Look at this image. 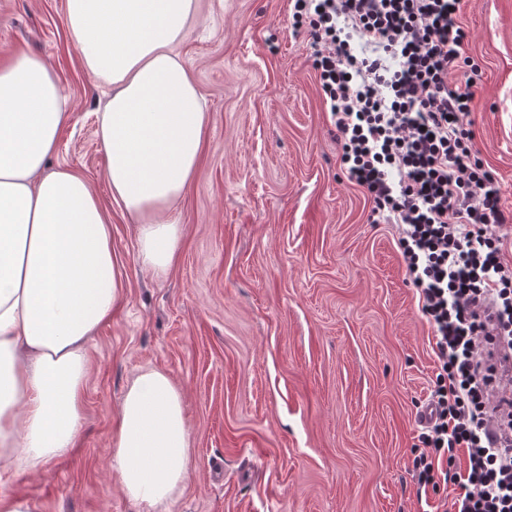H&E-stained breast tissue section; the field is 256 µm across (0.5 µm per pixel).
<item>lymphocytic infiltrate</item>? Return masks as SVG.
I'll list each match as a JSON object with an SVG mask.
<instances>
[{
	"label": "lymphocytic infiltrate",
	"instance_id": "f902f5d3",
	"mask_svg": "<svg viewBox=\"0 0 512 512\" xmlns=\"http://www.w3.org/2000/svg\"><path fill=\"white\" fill-rule=\"evenodd\" d=\"M461 0H293L307 29L348 179L398 225L407 273L433 331L438 374L417 461L422 486L457 484L452 512H512V412L491 401L489 346L512 350V223L473 143L480 70ZM373 51L362 55L354 38ZM465 450L466 467L456 453Z\"/></svg>",
	"mask_w": 512,
	"mask_h": 512
}]
</instances>
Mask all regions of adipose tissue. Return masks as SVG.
I'll return each mask as SVG.
<instances>
[{
    "label": "adipose tissue",
    "instance_id": "obj_1",
    "mask_svg": "<svg viewBox=\"0 0 512 512\" xmlns=\"http://www.w3.org/2000/svg\"><path fill=\"white\" fill-rule=\"evenodd\" d=\"M195 0H66L83 64L111 85L99 116L115 204L138 224L139 259L175 262V205L197 169L207 115L175 45ZM68 97L41 58L0 65V473L38 472L82 435L87 345L123 297L111 227L88 182L45 172ZM182 391L146 369L114 416L116 479L147 512H172L192 478Z\"/></svg>",
    "mask_w": 512,
    "mask_h": 512
}]
</instances>
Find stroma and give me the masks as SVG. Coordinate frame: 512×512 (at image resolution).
<instances>
[{
  "label": "stroma",
  "mask_w": 512,
  "mask_h": 512,
  "mask_svg": "<svg viewBox=\"0 0 512 512\" xmlns=\"http://www.w3.org/2000/svg\"><path fill=\"white\" fill-rule=\"evenodd\" d=\"M66 0H0V58H43L69 96L49 169L89 182L124 274L88 344L78 448L0 488L38 512H143L112 471L113 416L156 369L185 397L194 476L173 512H435L421 495L419 411L436 378L432 330L391 224L340 162L306 31L291 0H198L178 52L208 121L177 204L166 273L142 266L137 224L112 200L98 112L108 85L83 65ZM473 142L512 212V0H462Z\"/></svg>",
  "instance_id": "1"
}]
</instances>
